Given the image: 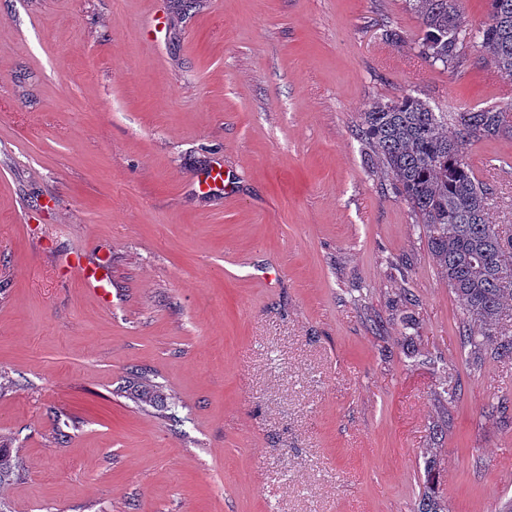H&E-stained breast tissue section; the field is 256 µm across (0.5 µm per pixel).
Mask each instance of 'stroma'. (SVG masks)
<instances>
[{
  "label": "stroma",
  "mask_w": 512,
  "mask_h": 512,
  "mask_svg": "<svg viewBox=\"0 0 512 512\" xmlns=\"http://www.w3.org/2000/svg\"><path fill=\"white\" fill-rule=\"evenodd\" d=\"M420 35L405 0H0L10 512H413L430 459L448 512L512 497V424L485 414L512 407V360L472 365L358 131L410 91L510 104L512 77L477 44L431 65ZM467 159L512 229V138ZM215 163L226 186L200 193ZM77 252L110 267L107 296ZM135 369L165 411L126 392ZM71 268H73L85 286L95 292L103 290V283L107 279V274L97 265L86 262L81 254H76L71 258Z\"/></svg>",
  "instance_id": "35a3bbf8"
}]
</instances>
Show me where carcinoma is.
<instances>
[{
  "instance_id": "obj_1",
  "label": "carcinoma",
  "mask_w": 512,
  "mask_h": 512,
  "mask_svg": "<svg viewBox=\"0 0 512 512\" xmlns=\"http://www.w3.org/2000/svg\"><path fill=\"white\" fill-rule=\"evenodd\" d=\"M405 2L421 20L416 47L426 60L449 69L460 63L464 48L479 43L512 76V0H487V21L477 29L463 23L464 0ZM455 126L448 134V113L406 94L363 113L359 135L391 177L392 192L418 218L435 266L460 301V339L479 363L488 353L512 355V332L500 326L512 302V233L490 223L489 188L475 176L466 150L473 141L512 136V105L458 112ZM129 387L140 403L163 406L145 373H134ZM20 469L18 449L1 443L0 489L18 479ZM424 484L417 512H445L439 471L431 463Z\"/></svg>"
}]
</instances>
